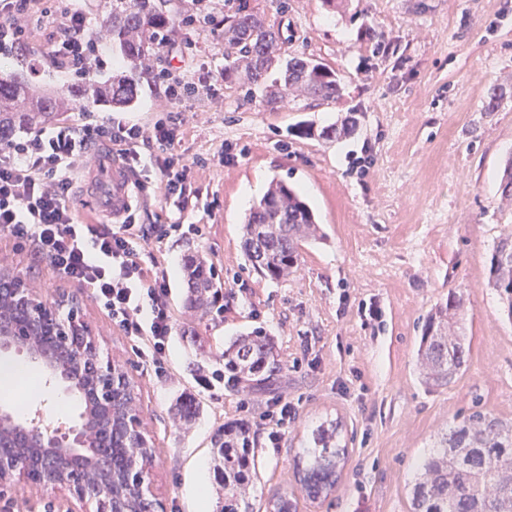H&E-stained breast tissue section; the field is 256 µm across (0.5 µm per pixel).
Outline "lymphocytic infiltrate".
<instances>
[{
	"mask_svg": "<svg viewBox=\"0 0 512 512\" xmlns=\"http://www.w3.org/2000/svg\"><path fill=\"white\" fill-rule=\"evenodd\" d=\"M39 0H0V52L22 41ZM84 14L63 7L51 51L70 70L94 77L100 60ZM176 123L156 119L151 125H128L99 119L89 106L80 117L42 129L0 146V231L17 248L30 249L53 272L89 288L125 335L141 340L142 361L163 373L168 343L176 332L169 302L167 268H147L139 245L163 240L180 224L146 226L133 216L118 224L81 219L70 204L71 172L77 158L94 145L116 146L129 171L143 163L142 151L173 147Z\"/></svg>",
	"mask_w": 512,
	"mask_h": 512,
	"instance_id": "lymphocytic-infiltrate-1",
	"label": "lymphocytic infiltrate"
}]
</instances>
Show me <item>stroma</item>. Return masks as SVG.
Here are the masks:
<instances>
[{
	"label": "stroma",
	"instance_id": "obj_1",
	"mask_svg": "<svg viewBox=\"0 0 512 512\" xmlns=\"http://www.w3.org/2000/svg\"><path fill=\"white\" fill-rule=\"evenodd\" d=\"M214 19L174 26L178 72L204 79L210 95L186 100L168 157L187 169L193 209L177 215L154 193L134 191L139 224L175 218L197 225L141 249L144 265L170 273L176 334L166 379L142 367L137 344L113 324L89 289L53 273L28 249L0 235V267L9 268L47 304L77 302L80 319L100 353L132 381L143 427L153 445L149 467L155 512H197L190 495L194 464L210 459L218 428L251 429L257 475L248 512H270L285 493L295 512H410L416 465L438 436L473 408L512 421V321L486 279L492 249L512 231V207L499 203L503 165L512 155V0H214ZM242 11L279 28L281 51L336 70V100L301 99L277 109L224 79V31ZM56 0H41L20 46L0 53V80L23 74L40 90L73 96L84 85L47 48L56 30ZM382 32L394 54L372 55L368 31ZM165 87L152 71L138 77L130 106L94 104L99 117L144 124L159 117ZM361 123L351 137L319 132L347 113ZM313 126L314 136L303 135ZM296 190L313 210L325 238L302 246L297 271L274 281L255 272L244 253L242 224L271 180ZM206 259L224 294L223 311L199 316L185 307L182 266ZM463 299L459 332L470 344L454 384L431 387L416 366L421 329L436 303ZM378 309L363 324L360 306ZM263 329L277 345L279 368L260 386L229 381L212 390L200 368L223 369L220 358L237 335ZM315 339L305 350L304 337ZM47 395L25 386L0 393V408L25 401L45 422L70 421L80 404L57 410L62 383L47 379ZM199 413L177 415L181 398ZM292 402L296 416L272 447L261 415L268 400ZM340 425L345 455L335 487L311 499L299 471L313 434ZM69 497L20 480L0 488V512H66Z\"/></svg>",
	"mask_w": 512,
	"mask_h": 512
}]
</instances>
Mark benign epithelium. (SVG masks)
I'll return each mask as SVG.
<instances>
[{
  "label": "benign epithelium",
  "mask_w": 512,
  "mask_h": 512,
  "mask_svg": "<svg viewBox=\"0 0 512 512\" xmlns=\"http://www.w3.org/2000/svg\"><path fill=\"white\" fill-rule=\"evenodd\" d=\"M0 279L16 284L5 292L14 305L27 311L29 327L37 329L41 322H52L53 339L47 346H39L33 337L26 336L17 330L14 322L0 323V351H14L28 359L39 363L53 378L58 377L57 358L72 350L92 354V376L95 378L93 391L81 392L82 401L87 406L99 408L104 420L112 421L115 408L112 391L116 385L129 389L131 383L120 375V369L111 362L103 361L98 353V346L89 335L88 329L72 314L67 322L62 323L53 315L45 303L31 288H26L21 280L10 270L0 269ZM122 422L128 433L142 436L143 422L139 411H127L122 415ZM88 427V415L82 414L75 422L51 426L43 423L38 417L24 422H18L13 415L0 410V434L8 431L13 439V445L0 448V485L14 481L18 470H23L29 482L35 486L56 489L64 487L73 498L83 503L87 500L84 491L68 479L56 476L55 460L59 452L71 448L82 447L85 431Z\"/></svg>",
  "instance_id": "obj_1"
}]
</instances>
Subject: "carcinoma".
<instances>
[{
    "label": "carcinoma",
    "mask_w": 512,
    "mask_h": 512,
    "mask_svg": "<svg viewBox=\"0 0 512 512\" xmlns=\"http://www.w3.org/2000/svg\"><path fill=\"white\" fill-rule=\"evenodd\" d=\"M171 23L172 17L153 0H112V12L103 20L101 36L120 50L130 74L114 75L104 82L92 80L81 88V96L116 107L132 103L137 98L134 74L147 68L149 46ZM224 38L231 58L224 67L225 76L248 87L252 94L260 93L272 109L301 97L334 100L341 96L334 70L310 58L282 56L279 30L257 13H238ZM72 108L71 99L63 94L47 97L16 77L0 80V144L8 142L15 129L37 125ZM355 130V121L347 115L319 136L342 138ZM243 237L253 268L278 280L296 271L303 244L319 239L318 224L299 194L276 180L250 210ZM186 277V304L204 309L209 294L217 289L205 261L199 257L188 261ZM489 284L512 321V232L502 235L494 247ZM462 308L463 299L451 294L425 320L419 367L423 378L436 386L454 382L467 362L466 337L454 330ZM222 357L225 370L258 384L278 362L273 338L260 329L236 337L224 348ZM59 374L81 386L79 359L61 358ZM337 430L338 423L333 421L317 430L313 462L301 478L314 499L336 484L337 458L344 453L336 446ZM251 448L250 429L244 424H227L215 436L212 459L224 487L220 512H242L254 469ZM134 458L140 465H149L152 448L139 447L123 425L114 423L112 438L90 433L86 445L62 459L59 466L75 473L94 498L98 484L117 477L126 485L129 512H153V500L141 497L135 485ZM419 471L409 489L411 512H512V422L474 411L442 434L421 461Z\"/></svg>",
    "instance_id": "1"
}]
</instances>
